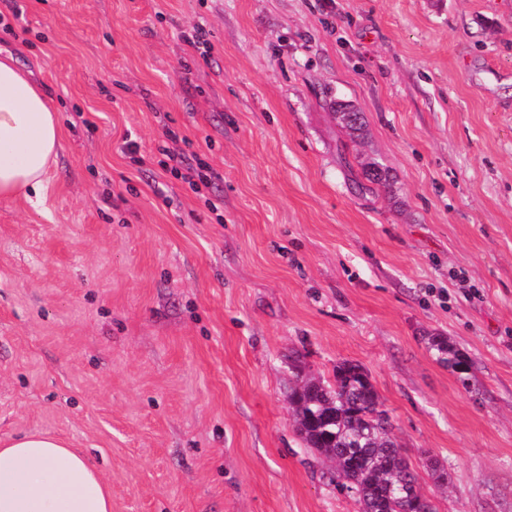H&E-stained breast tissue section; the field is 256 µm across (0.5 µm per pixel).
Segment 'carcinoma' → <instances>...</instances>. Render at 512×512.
I'll return each mask as SVG.
<instances>
[{"label":"carcinoma","mask_w":512,"mask_h":512,"mask_svg":"<svg viewBox=\"0 0 512 512\" xmlns=\"http://www.w3.org/2000/svg\"><path fill=\"white\" fill-rule=\"evenodd\" d=\"M336 111L343 127L353 137L360 136L363 114L345 103L337 104ZM364 176L379 187L390 188L388 172L374 162L364 166ZM430 345L440 361L462 374V385L469 387L466 356L444 336L432 337ZM288 402L304 447L315 450L329 464L339 486L353 493L358 512H437L427 496H404L405 488L418 485V474L403 456L390 417L361 365L336 364L331 382L297 375ZM425 466L435 486L448 487V469L439 459L429 456Z\"/></svg>","instance_id":"1"}]
</instances>
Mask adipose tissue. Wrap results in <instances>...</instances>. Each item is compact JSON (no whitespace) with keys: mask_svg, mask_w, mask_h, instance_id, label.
I'll use <instances>...</instances> for the list:
<instances>
[{"mask_svg":"<svg viewBox=\"0 0 512 512\" xmlns=\"http://www.w3.org/2000/svg\"><path fill=\"white\" fill-rule=\"evenodd\" d=\"M59 144L51 98L0 56V200L40 193ZM0 512H112V489L61 439L26 434L0 442Z\"/></svg>","mask_w":512,"mask_h":512,"instance_id":"1","label":"adipose tissue"}]
</instances>
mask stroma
I'll use <instances>...</instances> for the list:
<instances>
[{
	"label": "stroma",
	"mask_w": 512,
	"mask_h": 512,
	"mask_svg": "<svg viewBox=\"0 0 512 512\" xmlns=\"http://www.w3.org/2000/svg\"><path fill=\"white\" fill-rule=\"evenodd\" d=\"M21 2L62 138L0 200V440L63 437L112 512H356L288 411L350 360L437 512H512V0ZM168 129L209 187L123 154ZM336 112H340L343 127L350 132L353 138L359 137L364 125L362 112L356 110L351 104L345 103H337ZM431 348L437 351L438 358L441 362L447 363L450 367L459 370L460 381L465 388H469L470 379L469 374L470 366L466 356L457 349L454 345L448 342L444 336H434L430 340Z\"/></svg>",
	"instance_id": "35a3bbf8"
}]
</instances>
